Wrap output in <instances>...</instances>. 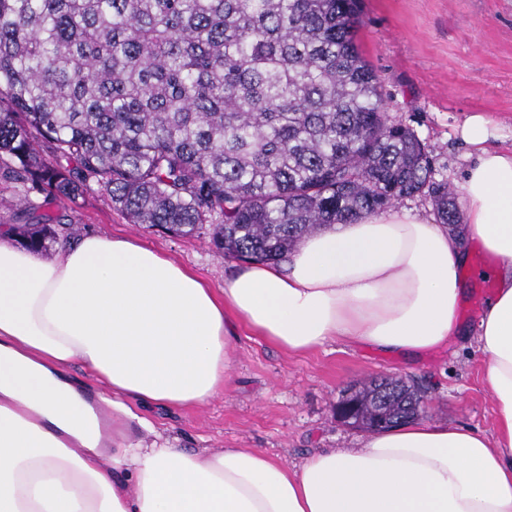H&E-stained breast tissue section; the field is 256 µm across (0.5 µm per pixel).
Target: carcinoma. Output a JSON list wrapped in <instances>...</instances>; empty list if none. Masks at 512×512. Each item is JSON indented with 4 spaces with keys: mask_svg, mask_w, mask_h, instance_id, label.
Listing matches in <instances>:
<instances>
[{
    "mask_svg": "<svg viewBox=\"0 0 512 512\" xmlns=\"http://www.w3.org/2000/svg\"><path fill=\"white\" fill-rule=\"evenodd\" d=\"M359 21V0H0V176L28 216L33 195L97 189L131 223L205 228L238 260L279 263L403 198L457 224L455 187L384 110ZM9 231L42 253L79 227L44 212ZM383 396L395 421L422 401L371 379L349 390L359 427Z\"/></svg>",
    "mask_w": 512,
    "mask_h": 512,
    "instance_id": "cac0c4a2",
    "label": "carcinoma"
}]
</instances>
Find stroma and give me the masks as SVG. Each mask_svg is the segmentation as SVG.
Segmentation results:
<instances>
[{"mask_svg": "<svg viewBox=\"0 0 512 512\" xmlns=\"http://www.w3.org/2000/svg\"><path fill=\"white\" fill-rule=\"evenodd\" d=\"M357 43L382 85L387 112L431 148L434 177L460 186L474 162L460 136L467 118L492 122L488 144L512 150V0H362ZM54 214L82 232L138 238L223 287L239 262L216 253L207 231L174 237L130 223L100 191ZM470 294L459 318L470 334L406 363L375 348L340 340L289 353L247 326L236 328L230 380L208 404L138 407L182 448H261L294 466L314 452L356 448L366 432L337 423L336 402L376 377L415 379L432 420L492 434L495 407L474 335L486 300L482 281L465 273Z\"/></svg>", "mask_w": 512, "mask_h": 512, "instance_id": "35a3bbf8", "label": "stroma"}]
</instances>
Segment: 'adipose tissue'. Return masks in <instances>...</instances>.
Returning a JSON list of instances; mask_svg holds the SVG:
<instances>
[{
  "instance_id": "obj_1",
  "label": "adipose tissue",
  "mask_w": 512,
  "mask_h": 512,
  "mask_svg": "<svg viewBox=\"0 0 512 512\" xmlns=\"http://www.w3.org/2000/svg\"><path fill=\"white\" fill-rule=\"evenodd\" d=\"M460 134L475 152L465 228L366 215L308 235L284 263L240 266L220 290L128 236L88 233L49 257L0 236V512H512V152L487 148L482 115ZM470 239L494 261L477 337L492 435L419 417L292 468L259 448L132 436L153 429L133 404L223 391L238 320L291 353L343 339L408 358L466 335Z\"/></svg>"
}]
</instances>
